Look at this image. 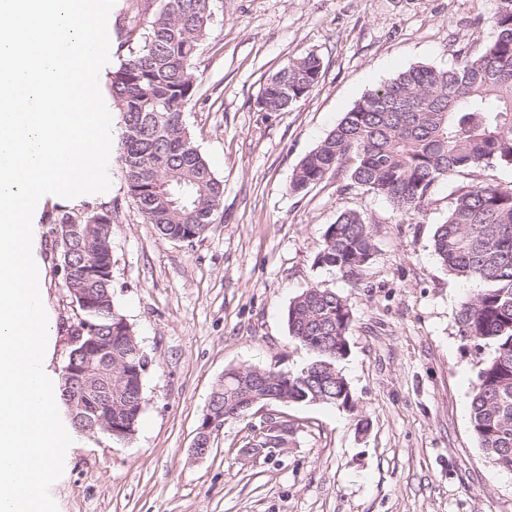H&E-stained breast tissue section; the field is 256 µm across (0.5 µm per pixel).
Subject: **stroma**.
Masks as SVG:
<instances>
[{"mask_svg": "<svg viewBox=\"0 0 512 512\" xmlns=\"http://www.w3.org/2000/svg\"><path fill=\"white\" fill-rule=\"evenodd\" d=\"M135 9L117 0L109 14L105 72L127 55ZM496 9L497 0H215L191 62L200 97L184 122L224 198L199 239L162 238L110 157L112 299L151 359L146 403L132 439L74 434L51 488L58 512H512V472L490 461L470 424L477 358L456 318L479 285L448 275L432 247L454 191L512 185V167L438 184L420 224L342 175L288 190L299 162L362 96L411 66L448 68L459 50H479ZM306 52L323 63L317 87L287 111H260L266 79ZM59 202L45 196L33 215L55 374L70 347L62 326L75 316L45 242V214ZM347 210L366 218L375 241L356 284L316 262L327 225ZM314 286L351 308L341 370L356 409L256 408L213 432L209 456H193L226 369L295 372L311 361L287 311ZM271 420L290 424L287 447L246 451Z\"/></svg>", "mask_w": 512, "mask_h": 512, "instance_id": "stroma-1", "label": "stroma"}]
</instances>
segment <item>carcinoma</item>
Listing matches in <instances>:
<instances>
[{
  "label": "carcinoma",
  "instance_id": "cac0c4a2",
  "mask_svg": "<svg viewBox=\"0 0 512 512\" xmlns=\"http://www.w3.org/2000/svg\"><path fill=\"white\" fill-rule=\"evenodd\" d=\"M144 26L128 31V56L108 76L122 112L118 160L130 202L165 238H200L214 221L224 186L183 121L198 94L191 61L214 15V0H139ZM492 36L481 50L459 51L452 69L412 66L366 93L299 163L289 191L300 194L326 176L345 173L388 200L403 221L427 217L432 189L481 166H512V0H498ZM321 58L309 52L288 61L263 85L262 112H280L312 92ZM112 201L74 211L56 206L46 223L72 226L71 249L57 255L70 296L93 298L82 312L104 347H112V407L84 401L93 421L112 412V428L133 436L146 398V372L135 354L133 328L112 302ZM433 248L448 274L480 288L458 313L459 335L481 355L470 403L473 433L486 456L512 471V185L475 183L455 191ZM374 250L361 213H340L323 233L317 264L358 282ZM289 333L313 354L297 373L263 368L269 394L260 406L322 403L356 407L339 363L348 353L352 312L327 288L311 287L288 307ZM248 368H229L215 386L216 427L248 413L240 407Z\"/></svg>",
  "mask_w": 512,
  "mask_h": 512
}]
</instances>
